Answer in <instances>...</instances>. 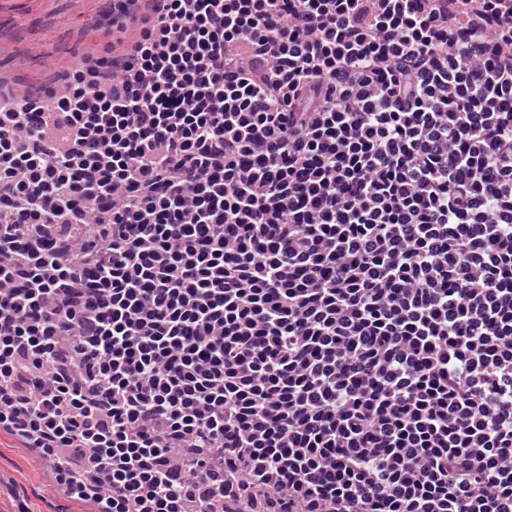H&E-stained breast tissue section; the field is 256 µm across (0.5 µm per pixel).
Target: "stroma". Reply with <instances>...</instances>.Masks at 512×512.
I'll list each match as a JSON object with an SVG mask.
<instances>
[{"instance_id": "35a3bbf8", "label": "stroma", "mask_w": 512, "mask_h": 512, "mask_svg": "<svg viewBox=\"0 0 512 512\" xmlns=\"http://www.w3.org/2000/svg\"><path fill=\"white\" fill-rule=\"evenodd\" d=\"M112 0H0V76L26 88L48 81L56 68L78 62L112 42L106 17ZM49 469L0 433V512H90L48 487Z\"/></svg>"}]
</instances>
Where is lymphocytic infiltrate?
<instances>
[{
    "label": "lymphocytic infiltrate",
    "instance_id": "f902f5d3",
    "mask_svg": "<svg viewBox=\"0 0 512 512\" xmlns=\"http://www.w3.org/2000/svg\"><path fill=\"white\" fill-rule=\"evenodd\" d=\"M0 100V433L95 512H512V0H114Z\"/></svg>",
    "mask_w": 512,
    "mask_h": 512
}]
</instances>
